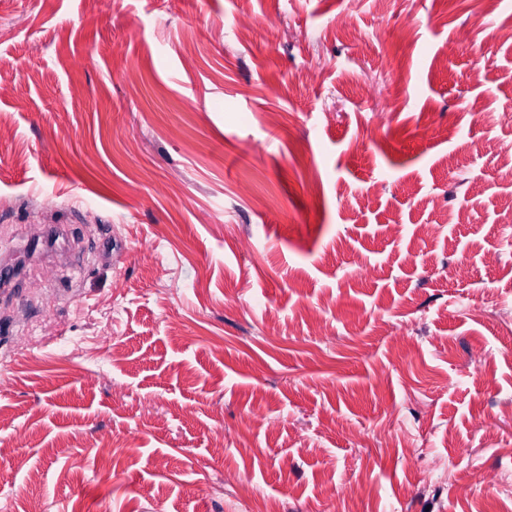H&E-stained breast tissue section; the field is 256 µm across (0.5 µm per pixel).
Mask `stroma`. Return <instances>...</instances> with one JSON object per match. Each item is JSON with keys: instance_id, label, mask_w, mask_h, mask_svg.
I'll return each instance as SVG.
<instances>
[{"instance_id": "obj_1", "label": "stroma", "mask_w": 512, "mask_h": 512, "mask_svg": "<svg viewBox=\"0 0 512 512\" xmlns=\"http://www.w3.org/2000/svg\"><path fill=\"white\" fill-rule=\"evenodd\" d=\"M0 82V512H512V0H0Z\"/></svg>"}]
</instances>
